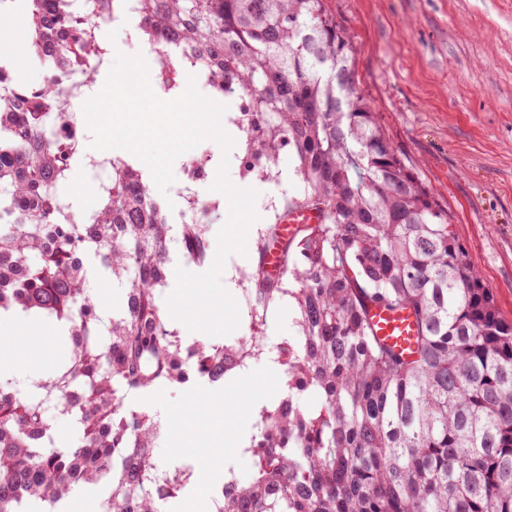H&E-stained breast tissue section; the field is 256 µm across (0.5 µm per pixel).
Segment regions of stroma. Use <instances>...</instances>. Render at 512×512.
I'll list each match as a JSON object with an SVG mask.
<instances>
[{
	"mask_svg": "<svg viewBox=\"0 0 512 512\" xmlns=\"http://www.w3.org/2000/svg\"><path fill=\"white\" fill-rule=\"evenodd\" d=\"M336 19L350 36L357 84L370 99L380 122L417 167L433 195L447 207L470 262L492 288L500 314L512 321V0H332ZM29 0H18L10 14L13 33L0 36L25 82L41 85L45 70L30 56ZM295 161L282 154L277 181L235 178V186L258 193L255 210L262 222L275 221L283 197H298L303 184ZM103 172L74 168L58 187L76 208L95 209ZM88 290L100 304L103 324L120 309L119 282L92 264ZM297 312L281 298L267 315L266 355L252 361L249 374L213 391L204 383L172 385L153 393L128 391L126 409L152 416L167 414L156 459L164 470L195 465L203 483L184 485L163 512H182L194 503L206 512L213 491L234 471L240 482L252 479L249 454L238 448L239 432L257 434L261 421L252 413L258 396L278 397L285 374L277 346L296 334ZM54 322L35 321L31 335L18 337L12 377L29 396L43 380L55 378L69 357ZM210 413L192 412L196 397ZM221 415L228 425L215 429Z\"/></svg>",
	"mask_w": 512,
	"mask_h": 512,
	"instance_id": "obj_1",
	"label": "stroma"
}]
</instances>
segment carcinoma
Masks as SVG:
<instances>
[{
    "label": "carcinoma",
    "instance_id": "cac0c4a2",
    "mask_svg": "<svg viewBox=\"0 0 512 512\" xmlns=\"http://www.w3.org/2000/svg\"><path fill=\"white\" fill-rule=\"evenodd\" d=\"M33 60L46 71L87 61L81 23L62 27L57 0H30ZM331 0H139L145 32L180 43L198 69L219 70L266 116L250 137L274 162L295 158L315 210L281 243L282 278L267 273L258 239L249 275L252 336L224 346L168 338L157 289L170 275L172 225L142 171H112V196L92 213L63 209L68 140L44 125L66 104L51 76L34 89L4 72L0 105V310L65 321L67 373L45 397L78 417L80 444L43 447V408L0 383V512L32 499L50 507L80 484L112 479L110 512H159L172 492L147 480L158 427L123 414L120 391L149 393L207 374L224 383L255 356L267 313L283 295L297 336L279 349L287 393L263 409L251 448L254 476L224 494L220 512H512V322L469 261L451 215L357 91L352 42ZM208 224H186L188 256L206 258ZM121 281L120 313L101 350L100 306L88 292V257ZM408 310L405 355L373 330L370 308ZM317 399L314 409L303 398Z\"/></svg>",
    "mask_w": 512,
    "mask_h": 512
}]
</instances>
